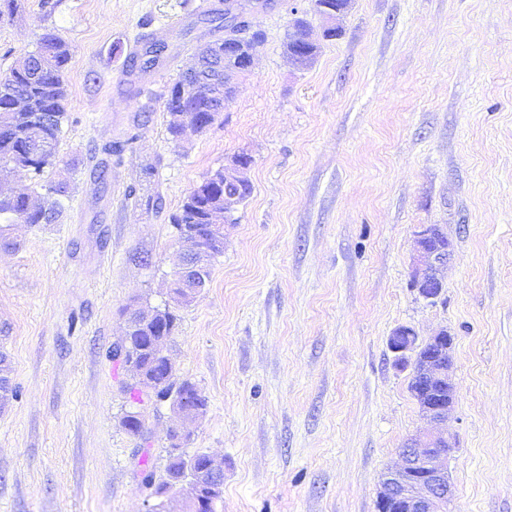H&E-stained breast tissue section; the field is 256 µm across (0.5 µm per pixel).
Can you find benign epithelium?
Masks as SVG:
<instances>
[{
  "instance_id": "1",
  "label": "benign epithelium",
  "mask_w": 512,
  "mask_h": 512,
  "mask_svg": "<svg viewBox=\"0 0 512 512\" xmlns=\"http://www.w3.org/2000/svg\"><path fill=\"white\" fill-rule=\"evenodd\" d=\"M236 26L237 23L229 21L224 27V47L230 55L243 41ZM201 70L202 62L199 61L189 71L181 87L183 97L189 99L199 94ZM208 233L206 241L197 236L181 238L179 257L207 251L211 245L223 247L222 225H208ZM416 236L418 257L412 286L423 299L433 302L443 288L439 271L453 259L454 247L451 243L439 244L446 235L437 225L422 227ZM453 345L454 336L446 329L421 340L412 327L400 325L388 338V348L394 354L396 366L410 370V376L417 378L413 396L422 416L434 423L444 421L456 401V390L450 379ZM455 448L456 441L450 436L419 433L410 438L406 449L401 451L402 465L390 468L384 474L377 512H439L440 504L453 500L455 495L446 465ZM177 496L189 501L190 512H201L207 505V501L187 485Z\"/></svg>"
}]
</instances>
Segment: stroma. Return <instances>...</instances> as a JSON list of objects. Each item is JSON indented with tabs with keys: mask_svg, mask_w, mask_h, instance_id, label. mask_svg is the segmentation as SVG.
I'll return each instance as SVG.
<instances>
[{
	"mask_svg": "<svg viewBox=\"0 0 512 512\" xmlns=\"http://www.w3.org/2000/svg\"><path fill=\"white\" fill-rule=\"evenodd\" d=\"M17 2L0 17V73L46 29L72 46L41 179L45 202L65 176L71 194L58 223L9 225L0 246L17 390L0 406V512H143L137 452L150 446L163 475L175 417L134 403L105 351L123 308L164 305L172 215L241 152L254 192L168 344L208 402L186 451L223 460L217 512H376L402 444L435 429L388 348L400 325L455 337L448 512H512V0H352L332 40L312 0H233L263 42L221 117L177 143L163 95L223 38L207 19L218 0ZM297 11L321 46L302 69L284 52ZM152 37L163 57L128 67ZM122 141L121 159L104 152ZM431 224L454 246L433 303L411 284ZM134 411L149 442L121 425Z\"/></svg>",
	"mask_w": 512,
	"mask_h": 512,
	"instance_id": "35a3bbf8",
	"label": "stroma"
}]
</instances>
